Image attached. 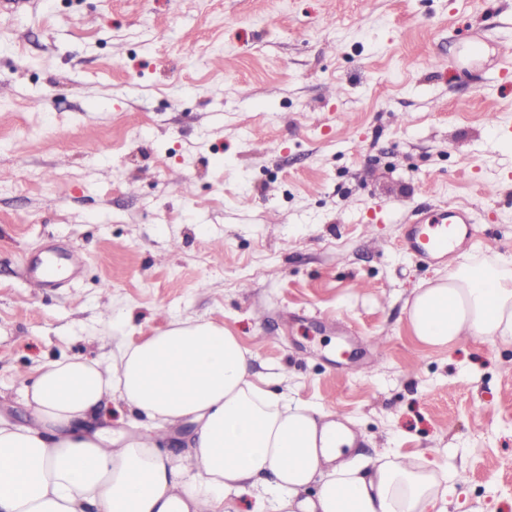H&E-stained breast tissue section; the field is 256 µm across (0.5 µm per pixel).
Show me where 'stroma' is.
<instances>
[{
  "label": "stroma",
  "mask_w": 512,
  "mask_h": 512,
  "mask_svg": "<svg viewBox=\"0 0 512 512\" xmlns=\"http://www.w3.org/2000/svg\"><path fill=\"white\" fill-rule=\"evenodd\" d=\"M506 62L512 0L0 14V415L28 417L44 362L210 321L270 389L356 430L360 458L434 453L465 480L447 512H512V343L427 350L405 310L460 254L512 258ZM451 206L473 244L417 262L406 224ZM51 243L83 268L38 291L24 268Z\"/></svg>",
  "instance_id": "stroma-1"
}]
</instances>
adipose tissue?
<instances>
[{
    "label": "adipose tissue",
    "mask_w": 512,
    "mask_h": 512,
    "mask_svg": "<svg viewBox=\"0 0 512 512\" xmlns=\"http://www.w3.org/2000/svg\"><path fill=\"white\" fill-rule=\"evenodd\" d=\"M406 307L428 348L512 342V262L462 257ZM25 399L30 421L0 419V512H230L254 487L255 512H437L458 484L421 454L353 456L352 437L257 383L248 350L211 322L174 320L109 357L43 363ZM116 399L143 433L99 420ZM186 423L187 451L164 453L157 425Z\"/></svg>",
    "instance_id": "obj_1"
}]
</instances>
